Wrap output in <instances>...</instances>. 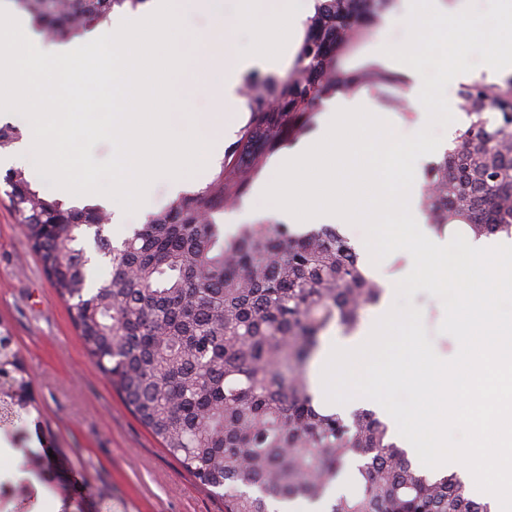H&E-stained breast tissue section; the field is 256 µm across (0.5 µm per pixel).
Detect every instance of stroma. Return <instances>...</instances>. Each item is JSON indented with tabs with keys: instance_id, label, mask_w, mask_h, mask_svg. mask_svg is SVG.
<instances>
[{
	"instance_id": "35a3bbf8",
	"label": "stroma",
	"mask_w": 512,
	"mask_h": 512,
	"mask_svg": "<svg viewBox=\"0 0 512 512\" xmlns=\"http://www.w3.org/2000/svg\"><path fill=\"white\" fill-rule=\"evenodd\" d=\"M406 37L403 21L374 25L370 35L341 60L344 70L368 66L399 74L397 63L380 61L381 45ZM400 87L371 86L379 112L398 134L417 131V113L393 103ZM427 339L444 360L459 345L439 333L444 309L428 291H417ZM0 322L10 328L31 374L41 425L0 431L9 452H0V480L25 484L34 512H97L102 485L127 503L128 512H224V501L202 488L128 410L98 370L75 329L67 302L47 278L37 254L0 191ZM55 454L45 471L30 469L35 452Z\"/></svg>"
}]
</instances>
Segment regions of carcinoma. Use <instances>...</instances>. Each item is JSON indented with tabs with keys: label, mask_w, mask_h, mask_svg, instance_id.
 <instances>
[{
	"label": "carcinoma",
	"mask_w": 512,
	"mask_h": 512,
	"mask_svg": "<svg viewBox=\"0 0 512 512\" xmlns=\"http://www.w3.org/2000/svg\"><path fill=\"white\" fill-rule=\"evenodd\" d=\"M143 0H91L76 33L115 6ZM387 0H326L310 19L299 68L284 79L251 80V117L242 150L224 157L205 187L148 216L115 245L101 225L55 224L101 218L98 205L71 206L15 170L24 195L15 211L88 355L135 417L181 467L224 497V512H273L303 499L328 512H488L454 473L413 466L371 409L343 416L321 405L307 377L322 334L357 328L383 288L349 239L322 224L298 233L278 222L224 236L214 215L249 193L283 136L307 123L323 95L365 77L397 86L375 69L346 73L341 56L370 33ZM512 80L462 88L461 127L423 188L438 230L459 224L475 237H512ZM22 122L0 126V150ZM95 228L94 253L111 278L88 287L91 257L82 238ZM31 376L8 327L0 325V423L15 427L38 410ZM344 491L331 499L334 485Z\"/></svg>",
	"instance_id": "cac0c4a2"
}]
</instances>
